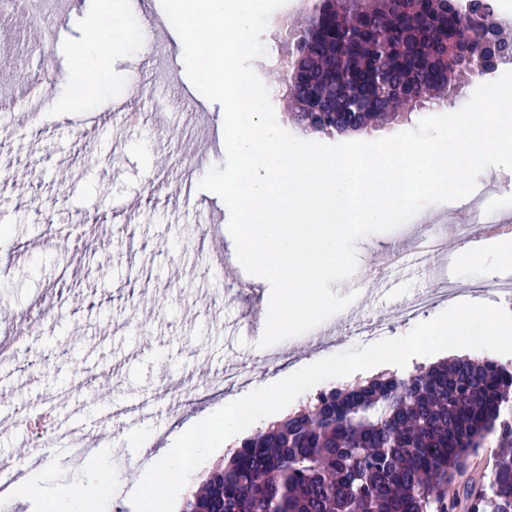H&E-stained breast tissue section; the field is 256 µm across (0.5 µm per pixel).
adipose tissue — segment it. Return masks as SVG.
Wrapping results in <instances>:
<instances>
[{"label":"adipose tissue","mask_w":512,"mask_h":512,"mask_svg":"<svg viewBox=\"0 0 512 512\" xmlns=\"http://www.w3.org/2000/svg\"><path fill=\"white\" fill-rule=\"evenodd\" d=\"M86 28L91 38L75 50L73 83L62 101L63 108L83 106L88 97L112 82L107 63L112 53L132 47L118 0H95Z\"/></svg>","instance_id":"obj_1"}]
</instances>
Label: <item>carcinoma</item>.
Returning a JSON list of instances; mask_svg holds the SVG:
<instances>
[{
	"instance_id": "obj_1",
	"label": "carcinoma",
	"mask_w": 512,
	"mask_h": 512,
	"mask_svg": "<svg viewBox=\"0 0 512 512\" xmlns=\"http://www.w3.org/2000/svg\"><path fill=\"white\" fill-rule=\"evenodd\" d=\"M497 0H322L279 81L297 125L358 132L451 101L490 43L512 60V35L486 23ZM512 368L457 358L320 393L240 441L181 512H453L448 485L493 433L500 448L475 512H512Z\"/></svg>"
}]
</instances>
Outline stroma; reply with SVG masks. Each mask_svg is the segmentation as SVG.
I'll return each mask as SVG.
<instances>
[{
	"mask_svg": "<svg viewBox=\"0 0 512 512\" xmlns=\"http://www.w3.org/2000/svg\"><path fill=\"white\" fill-rule=\"evenodd\" d=\"M317 4L287 0L271 14L263 43L287 47L281 20L299 23ZM91 6L48 0L38 25L21 12L0 13V109L33 97L42 102L25 139L0 130V326L29 330L15 338L16 355L0 372V393L10 401L0 413V456L23 446L43 450L72 409L96 417L101 393L148 404L152 418L135 429L115 420L105 443L114 485L100 508L135 512L131 496L145 463L164 457L187 426L247 390L358 347L347 329L353 318L384 322L389 337H401L415 325L400 314L405 301L447 278L466 284L485 272L440 261L431 271L391 269L375 284L369 270L416 224L364 237L355 273L331 285L355 296L333 316L335 344L312 349L296 336L256 355L267 318L264 288L244 271L235 279L209 272L202 255L210 232L232 256L228 207L211 192L206 215L174 201L179 180L197 182L223 166L222 107L188 79L174 32L113 55L111 85L83 108L62 110ZM46 26L59 29L57 48L33 57L26 76L17 77L25 45L37 43ZM510 70L512 62L498 65L467 80L454 104L427 106L363 137L375 141L461 109L479 85ZM128 99L135 112L114 118L115 105ZM88 113L113 120V129L93 140ZM104 253L112 257L106 270L98 264ZM218 363L246 366L248 386L211 385L205 372Z\"/></svg>",
	"mask_w": 512,
	"mask_h": 512,
	"instance_id": "obj_1",
	"label": "stroma"
}]
</instances>
